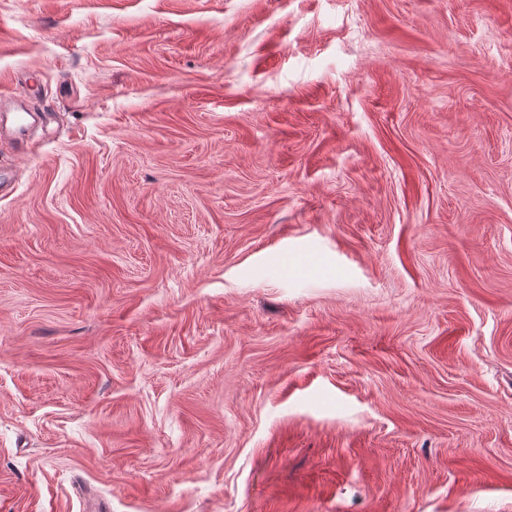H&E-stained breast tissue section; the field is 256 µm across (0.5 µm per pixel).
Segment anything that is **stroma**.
Listing matches in <instances>:
<instances>
[{"label":"stroma","instance_id":"35a3bbf8","mask_svg":"<svg viewBox=\"0 0 512 512\" xmlns=\"http://www.w3.org/2000/svg\"><path fill=\"white\" fill-rule=\"evenodd\" d=\"M0 512H512V0H0Z\"/></svg>","mask_w":512,"mask_h":512}]
</instances>
